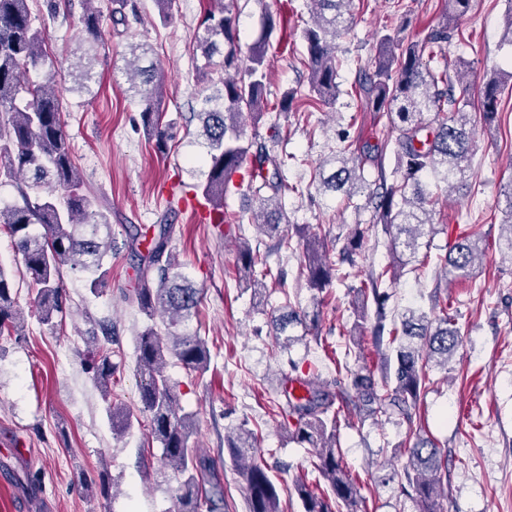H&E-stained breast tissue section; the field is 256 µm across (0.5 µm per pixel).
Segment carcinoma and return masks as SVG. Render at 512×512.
I'll use <instances>...</instances> for the list:
<instances>
[{
  "label": "carcinoma",
  "mask_w": 512,
  "mask_h": 512,
  "mask_svg": "<svg viewBox=\"0 0 512 512\" xmlns=\"http://www.w3.org/2000/svg\"><path fill=\"white\" fill-rule=\"evenodd\" d=\"M471 2L448 0L442 23L419 43L404 44L397 30L382 35L377 55L358 65L355 94L360 110L380 113L397 132L394 173L399 180L387 183L389 140L359 145L342 137L332 159L334 171L321 178V186L323 191L341 193L349 201L359 193L365 195V203L355 208L371 207L373 223L396 228L389 242L392 262L379 270H369L357 288L361 301L353 311L352 334V343L361 345L368 300H373L372 341L378 348L386 343L395 347L396 360L385 358L384 371L379 374L370 367L352 368L338 360L334 391L331 385L317 382L314 371H298L295 363L291 372L282 374V381L296 383L302 389L300 395H285L290 437L314 449L313 466L327 482L319 493L305 481L295 483L304 512H360L363 503L357 482L339 454L336 435L341 410L334 407L335 399L353 391L362 419H375L392 407L407 415L431 384L432 364L447 367L458 346L457 311L448 304V298L433 296L432 319L409 309L396 321L388 317V293L381 286L413 261L418 262L415 271L426 265L428 255L420 259L417 255L421 248L428 247L424 239L437 232L431 220L436 200L426 180L443 181L450 187L467 183L478 128L499 121L502 85L504 80H512V72L491 75L476 91L474 103L466 71L438 55L459 31V21L470 11ZM352 3L312 0V24L304 30L303 38L309 73L307 99L314 108L334 104L339 94L336 40L347 29ZM81 23L82 43L87 51H97L104 37L99 11H86ZM286 24V11L267 14L258 40L243 59L235 20L230 9L218 0L202 22L204 34L199 42L205 60L211 63L218 55L224 67L222 93L217 99L205 98L206 108L197 113L206 148L205 181L199 188L211 205L215 224L230 223L224 211L228 192L246 189L258 204L254 225L276 238L263 255L245 240L240 245L238 274L252 290L256 307L267 305L265 280L280 282L270 264L271 256L292 248V237H297V246L303 250L308 288L319 293L349 276L341 265L355 264L354 256L364 239L359 224L345 236H336L344 239V244L335 263L326 239L310 233L305 224L289 225L283 199L290 192H299V188L288 183L286 161L272 155L265 145L244 137L245 115L262 113L270 37ZM146 53L142 45L131 48L130 89L139 96L142 121L162 152L171 138V130L162 123L159 112L164 75L152 65H139ZM45 65L40 31L33 26L29 0H0V173L19 178L30 188H45L42 195L32 198L24 192L22 203L0 208V224L7 226L14 248L37 287L39 320L51 326L69 309L63 269L82 272L91 291L102 292L108 274L103 269L104 259L112 251V242L102 205L82 191L84 182L72 159L55 73L46 72L37 83H21L23 74ZM367 163L377 169V179L372 183L364 175ZM501 195L508 230L505 249L512 255V181L504 185ZM175 232L176 225L167 222L154 225L150 238L138 225L126 227L125 245L136 258L135 288L128 299L150 318L157 314L166 317L164 330L150 325L138 338L139 400L141 412L148 419L149 434L161 445L163 464L177 483L176 512H220L224 509V490L215 464L189 445L195 421L192 415L180 413L176 386L166 374L171 359L202 374L211 358L206 341L184 331L186 323L199 313L203 292L179 271L172 250ZM485 249L477 234L463 231L437 261L444 274L467 278ZM319 320L318 310L300 309L288 297L279 313L270 316L273 335L284 351L314 334ZM24 324L12 278L0 267V335L8 331L21 336ZM298 327L301 334L290 333ZM85 356L94 380L104 393H110L117 366L109 356L92 348ZM387 386L391 391L382 393ZM131 426L130 413L123 407H112V430L123 434ZM224 447L245 485L248 512H283L279 490L267 466L258 461L260 441L256 434L243 423L227 432ZM395 453L407 458L401 484L417 512H442L439 496L447 461L440 448L411 428Z\"/></svg>",
  "instance_id": "1"
}]
</instances>
